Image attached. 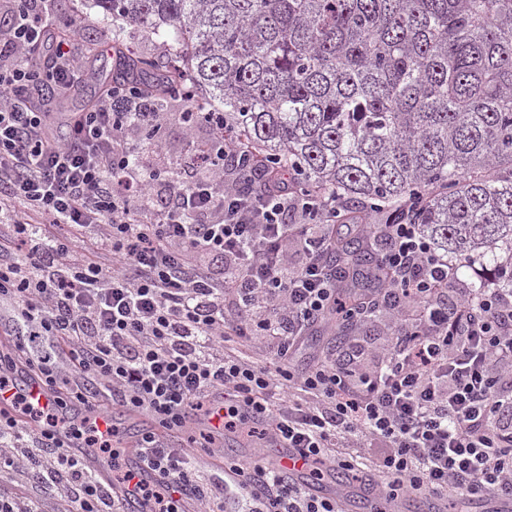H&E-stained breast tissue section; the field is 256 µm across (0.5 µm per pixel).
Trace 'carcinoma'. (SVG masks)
<instances>
[{"label":"carcinoma","mask_w":512,"mask_h":512,"mask_svg":"<svg viewBox=\"0 0 512 512\" xmlns=\"http://www.w3.org/2000/svg\"><path fill=\"white\" fill-rule=\"evenodd\" d=\"M166 36L162 60L106 49L95 89L132 85L167 108L224 113L255 180L334 194L350 232L328 270L349 301L379 259L355 225L414 201L411 221L449 258L477 255L512 290V0H93Z\"/></svg>","instance_id":"1"}]
</instances>
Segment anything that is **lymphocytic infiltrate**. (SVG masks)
<instances>
[{"mask_svg": "<svg viewBox=\"0 0 512 512\" xmlns=\"http://www.w3.org/2000/svg\"><path fill=\"white\" fill-rule=\"evenodd\" d=\"M52 0H7L0 30V332L15 337L0 362V393L33 375L55 394L48 409L16 393L0 409V473L43 486L60 479L63 512H118L127 454L95 415H148L138 453L159 475L141 486L151 512H339L257 458L230 466L221 490L203 483L172 431L206 420L224 397L226 432L285 436L314 461L367 467L387 497L454 491L512 500V292L461 282L418 225L400 214L375 225L385 278L363 311L387 310L395 330L369 362L364 346L342 361L296 371L297 340L345 313L323 257L335 241L337 197L300 199L287 187L246 194L258 167L218 112L191 156L194 173L145 175L123 140L158 132L164 110L136 87H114L89 111L59 118L35 97L76 92L84 73L76 36H54ZM52 60L30 61L43 44ZM301 251L294 263L292 251ZM52 340L50 352L34 350ZM254 340L268 360L242 357ZM30 442L57 461H21ZM111 444V487L85 477L69 444Z\"/></svg>", "mask_w": 512, "mask_h": 512, "instance_id": "lymphocytic-infiltrate-1", "label": "lymphocytic infiltrate"}]
</instances>
